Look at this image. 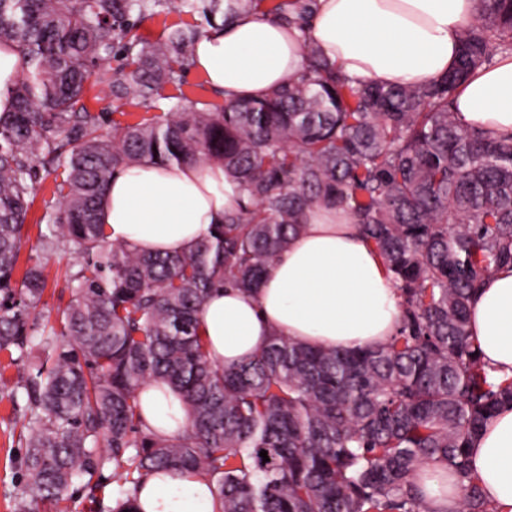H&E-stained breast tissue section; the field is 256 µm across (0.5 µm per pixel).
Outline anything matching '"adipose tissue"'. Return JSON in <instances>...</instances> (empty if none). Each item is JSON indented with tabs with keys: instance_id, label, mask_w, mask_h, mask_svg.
I'll return each mask as SVG.
<instances>
[{
	"instance_id": "obj_1",
	"label": "adipose tissue",
	"mask_w": 512,
	"mask_h": 512,
	"mask_svg": "<svg viewBox=\"0 0 512 512\" xmlns=\"http://www.w3.org/2000/svg\"><path fill=\"white\" fill-rule=\"evenodd\" d=\"M477 0H318L304 27L275 20L264 9L225 12L223 25L199 39L192 70L225 101L258 99L296 81L306 44L352 80L426 86L453 69L460 33ZM456 119L494 137L512 135V54L477 68L459 87ZM234 177L222 165L122 169L100 206L108 238L147 253H184L225 213L238 209ZM400 298L377 253L352 218L331 209L308 212L305 229L267 267L259 288H215L197 321L211 358L233 366L281 335L327 348L376 346L399 326ZM469 331L492 376H512V267L498 271L474 298ZM145 425L165 437L187 418L167 386L140 395ZM472 470L495 512H512V404L496 411L468 450ZM418 486L431 512H457L460 488L448 471L425 464ZM139 512H219L204 476L157 472L135 492Z\"/></svg>"
}]
</instances>
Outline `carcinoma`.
<instances>
[{
  "label": "carcinoma",
  "mask_w": 512,
  "mask_h": 512,
  "mask_svg": "<svg viewBox=\"0 0 512 512\" xmlns=\"http://www.w3.org/2000/svg\"><path fill=\"white\" fill-rule=\"evenodd\" d=\"M314 6L280 0L268 13L288 24ZM171 11L201 23L156 42L134 34ZM219 18L224 0H0V47L23 60L0 113V352L29 409L18 512L65 500L74 479L109 465L131 485L110 512H137L133 493L161 469L208 477L221 512H430L416 483L429 462L456 478L460 512H489L468 448L512 404V377L489 375L468 324L484 280L512 265V137L460 124L451 106L476 68L512 52V0H478L456 66L428 86L352 81L308 42L301 77L259 99L218 108L180 94L135 124L84 104L118 48L112 95L150 107L182 85ZM206 162L232 172L245 203L188 252L108 240L99 207L116 170ZM61 166L41 250L66 248L79 269L50 323L35 313L40 259L15 272L40 171ZM317 208L349 213L379 254L401 298L398 329L350 350L274 335L236 366L216 363L197 308L217 286L258 287ZM151 382L181 398L183 432L145 427Z\"/></svg>",
  "instance_id": "1"
}]
</instances>
